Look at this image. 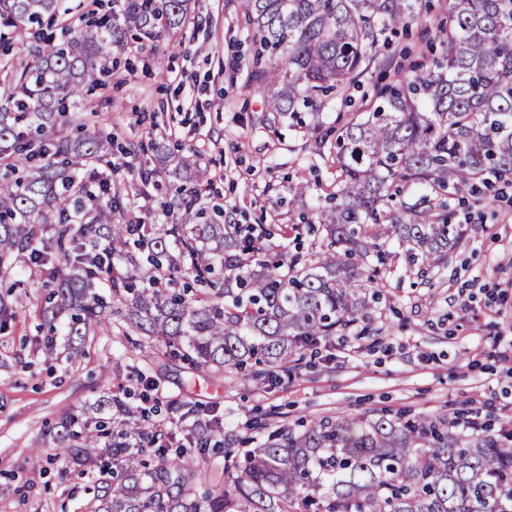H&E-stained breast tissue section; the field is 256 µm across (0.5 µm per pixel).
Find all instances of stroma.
<instances>
[{"label": "stroma", "instance_id": "obj_1", "mask_svg": "<svg viewBox=\"0 0 512 512\" xmlns=\"http://www.w3.org/2000/svg\"><path fill=\"white\" fill-rule=\"evenodd\" d=\"M431 5L380 47V64L328 103L320 125L309 129L284 121L266 126L265 101L252 80L254 37L243 26L239 0H194L183 38L153 57L113 51L116 69L79 113L112 135V183L127 217L145 224L197 221L174 206L177 180L141 182L143 169L161 165L152 144L162 138L171 151L192 150L205 170V213L220 207L241 224L277 225L275 252L307 251L312 236L296 235L292 226L336 181L335 166L311 155L309 144L320 139L333 146L342 119L360 111L375 85L430 65L440 51L437 23L446 0ZM132 144L137 154H124ZM298 184L308 192L295 202L290 191ZM495 193L487 207L458 210L465 237L430 283H420L403 258L392 262L371 323L374 336L336 339L288 378L260 381L192 368L159 342L139 343L120 314L92 327L79 361L44 364L37 342L45 274L26 265L0 278V291L18 301L15 319L0 332V512H91L87 488L96 474L55 458L49 440L41 467H32L31 444L67 415L93 416L94 403L125 389L133 404L160 405L154 427L173 449L190 425L169 416L166 405L174 399L212 411L233 448L300 418L460 412L512 428V356L495 342L512 336V185L496 186Z\"/></svg>", "mask_w": 512, "mask_h": 512}]
</instances>
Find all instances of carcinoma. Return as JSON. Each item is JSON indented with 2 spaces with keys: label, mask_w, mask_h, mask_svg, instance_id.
Returning a JSON list of instances; mask_svg holds the SVG:
<instances>
[{
  "label": "carcinoma",
  "mask_w": 512,
  "mask_h": 512,
  "mask_svg": "<svg viewBox=\"0 0 512 512\" xmlns=\"http://www.w3.org/2000/svg\"><path fill=\"white\" fill-rule=\"evenodd\" d=\"M192 0H112L62 43L44 40L0 96V274L19 260L47 272L44 362L57 322L72 354L106 319L101 279L131 327L195 365L290 376L336 336L369 335L380 266L403 256L424 277L462 242L452 201L485 204L512 182V0H448L440 53L374 92L336 136V184L316 209L319 248L271 258L262 224H128L112 179L91 168L112 134L85 119V95L112 74V49L150 55L183 29ZM255 34L253 75L266 111L319 124L325 98L355 85L379 43L420 18L423 0H241ZM60 0H0V27L42 25ZM206 287H180L188 278ZM116 422L63 418L55 456L99 475L95 512H512V433L461 435L446 416L323 417L282 426L237 455L224 487L196 496L194 459L223 444L196 417L175 453L148 413L115 396ZM145 436L147 447L132 442Z\"/></svg>",
  "instance_id": "carcinoma-1"
}]
</instances>
